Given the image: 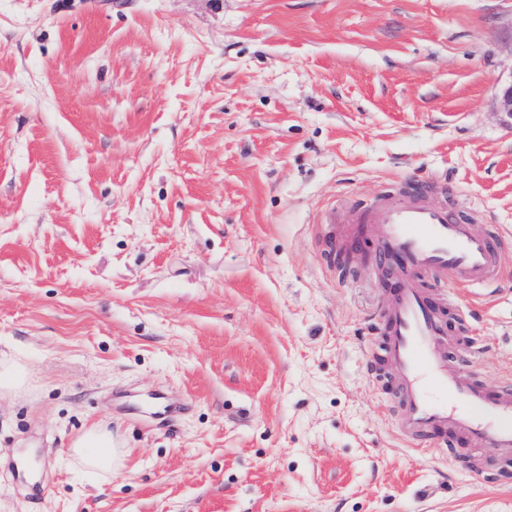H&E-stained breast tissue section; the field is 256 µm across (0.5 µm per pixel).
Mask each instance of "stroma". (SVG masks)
<instances>
[{
    "label": "stroma",
    "mask_w": 512,
    "mask_h": 512,
    "mask_svg": "<svg viewBox=\"0 0 512 512\" xmlns=\"http://www.w3.org/2000/svg\"><path fill=\"white\" fill-rule=\"evenodd\" d=\"M511 82L512 0H0V512H512L511 458L391 422L346 221L446 181L504 240L497 290L454 291L459 369L512 380ZM95 422L130 451L99 480ZM26 381L25 367L19 362L0 363V399L1 396L18 393ZM70 452L86 473L96 478L121 465L126 453L123 446L113 440L112 431L97 423L73 438Z\"/></svg>",
    "instance_id": "35a3bbf8"
}]
</instances>
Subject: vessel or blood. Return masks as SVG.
I'll return each mask as SVG.
<instances>
[{"label": "vessel or blood", "instance_id": "b4317fda", "mask_svg": "<svg viewBox=\"0 0 512 512\" xmlns=\"http://www.w3.org/2000/svg\"><path fill=\"white\" fill-rule=\"evenodd\" d=\"M351 223L378 225L379 270L388 271L392 299L380 303L365 370L385 384L390 414L402 437L421 452L453 442L479 449L512 450V384L488 390L463 375L448 355V325L424 283L435 275L443 287L465 286L487 294L503 278L498 246L459 212L433 202L426 188L395 184Z\"/></svg>", "mask_w": 512, "mask_h": 512}]
</instances>
